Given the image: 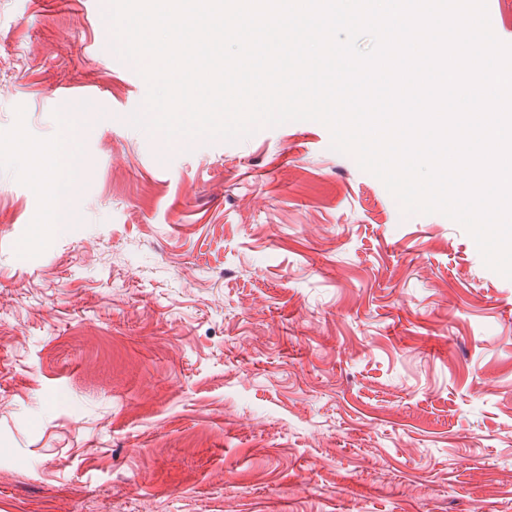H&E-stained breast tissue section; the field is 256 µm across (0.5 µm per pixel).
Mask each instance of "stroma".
<instances>
[{
	"label": "stroma",
	"mask_w": 512,
	"mask_h": 512,
	"mask_svg": "<svg viewBox=\"0 0 512 512\" xmlns=\"http://www.w3.org/2000/svg\"><path fill=\"white\" fill-rule=\"evenodd\" d=\"M107 8L0 0V512H512V279L321 123L131 126ZM74 129L75 127L69 118L64 116L61 119L58 128V164L56 168L47 176L38 169L35 171V175H37L36 181L39 188L44 195L51 197L54 202L56 224H58V211L60 208H65L70 211L73 215V220L76 219V214L73 212L70 205L72 185L68 177L69 159L77 145Z\"/></svg>",
	"instance_id": "stroma-1"
}]
</instances>
